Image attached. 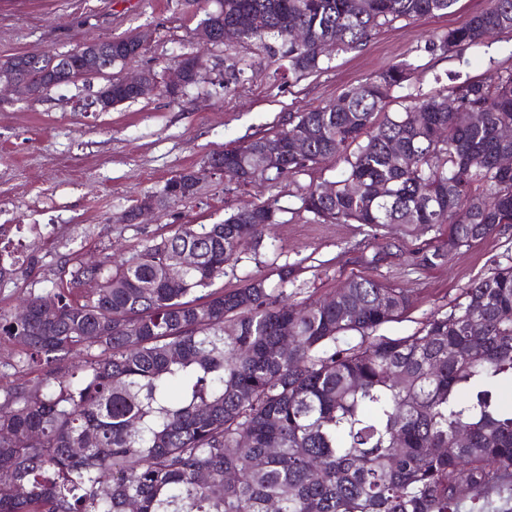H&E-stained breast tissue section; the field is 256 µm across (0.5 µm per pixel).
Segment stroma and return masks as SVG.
I'll return each instance as SVG.
<instances>
[{
	"mask_svg": "<svg viewBox=\"0 0 512 512\" xmlns=\"http://www.w3.org/2000/svg\"><path fill=\"white\" fill-rule=\"evenodd\" d=\"M486 6L487 0H458L449 14L393 22L359 48L332 51L328 69L301 74L266 58L250 41L203 45L196 27L212 10L211 0H198L192 15L181 0H0V60L38 50L60 54L91 38L140 34L147 40L142 56L111 73L60 85L36 101L17 94L0 98V253L16 258L0 279V309L17 307L80 264L120 262L177 225L217 224L237 207L274 198L285 210L284 223L271 227L261 247L242 254L221 287L237 288L257 275L274 285L286 266L293 280L288 291L300 302L328 296L362 275L411 291L414 307L380 332L412 334L430 313L448 311L472 282L512 264V225L439 265L421 267L416 253L432 231L314 224L301 211V196L335 180L342 158L231 193L223 173L207 171V159L226 144L286 129L289 113L328 105L400 61L411 63V76L387 99L389 113L402 111L408 96L446 93L456 76L512 70L510 32L458 52L428 49L435 36L465 25ZM192 53L203 55L206 72L179 99L157 94L106 112L88 107V96L110 77L148 68L161 75ZM234 61L244 73L228 86L224 67ZM199 170L204 176L192 199L127 222L137 200L160 195L172 176ZM20 356L19 346L0 342V397L47 379L40 369L20 367Z\"/></svg>",
	"mask_w": 512,
	"mask_h": 512,
	"instance_id": "1",
	"label": "stroma"
}]
</instances>
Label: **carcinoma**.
Wrapping results in <instances>:
<instances>
[{"mask_svg": "<svg viewBox=\"0 0 512 512\" xmlns=\"http://www.w3.org/2000/svg\"><path fill=\"white\" fill-rule=\"evenodd\" d=\"M458 2L215 0L205 20L216 31L248 20L240 39L307 72L328 63L321 41L357 48L386 24L447 14ZM504 30L512 0H488L429 49L461 51ZM108 44L117 67L134 38ZM199 62H179L192 86ZM48 66L33 52L0 63L24 70L38 96L57 86ZM410 71L394 64L208 164L238 189L341 156L331 193L310 187L300 210L315 224L375 231L446 224L447 236L417 256L436 266L512 224V169L498 166L512 153L501 136L512 128V71L468 77L381 116ZM135 100L112 80V105ZM195 193L188 173L163 187L172 202ZM283 213L273 199L219 224H181L120 264L81 266L29 296L23 318L0 311V338L21 347V363L60 373L4 396L0 512H129L131 503L135 512H459V482L477 493L512 482V405L501 398L503 386L512 391V264L396 337L376 331L413 296L374 279L356 276L304 302L291 300L286 269L276 288L262 277L214 287L244 242L259 246ZM185 252L193 264L172 275ZM44 310L55 320L42 322ZM461 425L468 441L451 453Z\"/></svg>", "mask_w": 512, "mask_h": 512, "instance_id": "cac0c4a2", "label": "carcinoma"}]
</instances>
